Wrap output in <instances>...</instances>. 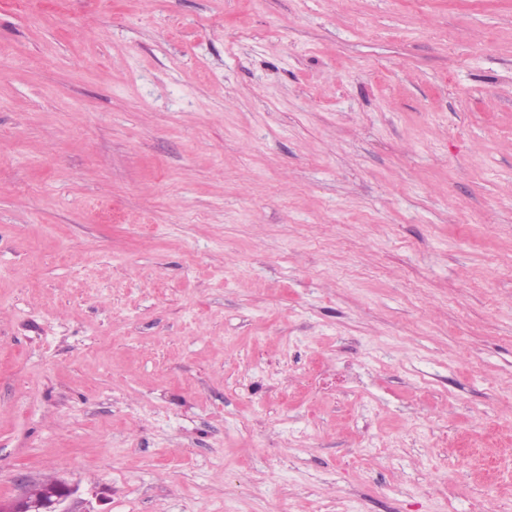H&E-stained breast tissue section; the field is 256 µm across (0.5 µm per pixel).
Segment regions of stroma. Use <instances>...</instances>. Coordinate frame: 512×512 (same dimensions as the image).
Listing matches in <instances>:
<instances>
[{"mask_svg": "<svg viewBox=\"0 0 512 512\" xmlns=\"http://www.w3.org/2000/svg\"><path fill=\"white\" fill-rule=\"evenodd\" d=\"M512 512V0H0V500ZM76 491V488L64 481L55 483L43 490L41 496L31 495L32 489L19 499L7 504L0 501L1 512H70L63 504Z\"/></svg>", "mask_w": 512, "mask_h": 512, "instance_id": "1", "label": "stroma"}]
</instances>
